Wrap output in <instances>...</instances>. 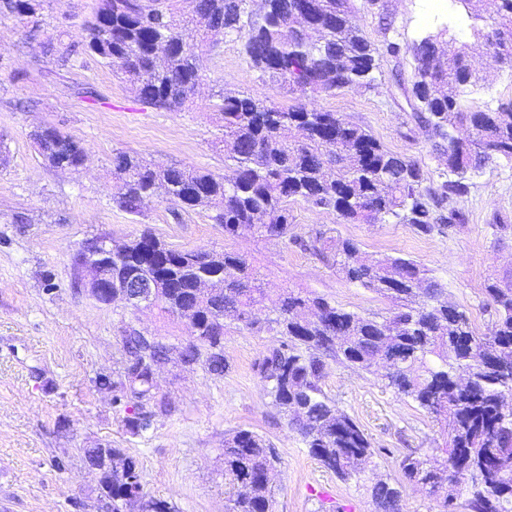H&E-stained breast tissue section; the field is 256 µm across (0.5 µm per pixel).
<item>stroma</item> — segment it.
Returning <instances> with one entry per match:
<instances>
[{"label": "stroma", "mask_w": 512, "mask_h": 512, "mask_svg": "<svg viewBox=\"0 0 512 512\" xmlns=\"http://www.w3.org/2000/svg\"><path fill=\"white\" fill-rule=\"evenodd\" d=\"M433 0H380L367 11L354 0L355 21L374 47H382L385 23L393 21L404 42L449 29L472 38V21L460 0L445 10ZM96 0H42L49 37L69 41L90 20ZM204 59L201 82L188 108L157 110L138 100L133 87L98 58L61 63L51 45L27 37V28L0 15V512H111L98 476L82 451L124 449L141 466L143 491L166 500L174 512H224V437L248 429L268 439L279 455L272 491L274 512H377L371 496L380 480L401 490L406 512H438L428 488L404 480L399 463L411 454L426 459L443 442V427L411 399L388 387L380 373L329 363L321 382L325 396L369 435L371 466L342 480L311 457L264 392L254 364L276 343L273 334L227 328L224 375L177 361L155 375L159 396L172 405L146 433L131 434L112 395L97 379L118 369L122 338L139 331L176 344L190 337L186 322L158 310L139 312L117 301L106 306L79 290L72 258L96 236L122 242L150 229L167 245L210 252L234 251L260 266L269 295L303 288L361 315L386 314L380 295L349 282L313 252L284 239H261L244 230L225 236L208 212L186 211L170 200L147 205L142 214L112 201V157L137 152L152 163L224 174L223 136L213 109L218 91L247 92L279 107L296 103L342 115L368 130L392 153L418 163L427 187L440 182L446 159L410 108L413 61L404 56L405 86L390 85L391 68L379 57L372 88L332 95L290 90L281 80L251 67L243 35L218 32ZM473 68L482 80L471 106L494 110L512 100V67L492 52H478ZM52 126L79 140L86 161L75 172L51 167L38 152L35 131ZM468 223L425 236L408 224H347L331 210L303 200L290 204L293 232L305 240L351 239L373 255H403L430 269L449 302L469 314L478 329L492 315L485 288L491 277L512 274V165L489 164L469 181L460 200ZM508 223L500 230L496 218ZM68 462L66 471L56 459Z\"/></svg>", "instance_id": "obj_1"}]
</instances>
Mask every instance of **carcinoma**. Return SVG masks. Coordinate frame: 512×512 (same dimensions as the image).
<instances>
[{"instance_id":"1","label":"carcinoma","mask_w":512,"mask_h":512,"mask_svg":"<svg viewBox=\"0 0 512 512\" xmlns=\"http://www.w3.org/2000/svg\"><path fill=\"white\" fill-rule=\"evenodd\" d=\"M179 0H109L97 8L81 34L59 51L67 63L81 54L99 58L129 82L137 96L157 109L176 111L191 99L203 65V51L186 40L192 25L207 33L247 31L243 51L252 67L306 93L370 88L377 49L353 19L352 0H305L304 19H291L297 0H265L262 14L247 11V0H195L189 20L179 16ZM472 26L474 43H460L444 29L412 45L385 24L384 53L398 61L411 55L414 76L410 105L434 146L447 154L448 178L437 188L423 186L422 169L403 160L369 131L330 111L295 105L276 107L244 92L220 95L228 176L176 166L155 167L134 152H120L112 164L121 192L116 205L133 214L156 199L184 209H204L232 236L239 227L260 237H286L293 217L290 201L336 211L344 221L373 224L387 218L417 232L440 234L468 221L457 199L468 191L471 174L492 160L512 164V102L495 111L464 104L479 82L469 63L476 48L495 49V32L512 34V0H494V14L483 15V0H459ZM40 0H0V14L14 15L40 28ZM467 125L472 137L455 136ZM42 158L55 168L78 169L84 162L79 141L55 127L34 134ZM222 261L192 260V251L173 248L149 232L112 255V289L135 260L159 276L157 307L190 319L195 338L177 350L151 343L141 333L123 337V360L116 378L98 385L112 391V407L125 413L134 435L150 430L158 416L153 362L172 351L184 364H199L223 375L224 328L234 321L246 328L264 324L279 336L257 368L267 395L302 438L309 454L342 479L361 474L372 463V443L362 427L322 393L326 360L361 371L397 350L387 386L412 399L429 414L448 419L443 447L420 465L412 455L400 462L403 477L422 484L439 500V512H457L453 487L470 490L468 512H512V416L502 404L512 395V275L485 288L495 319L478 332L466 312L441 299L443 290L430 270L402 256L375 257L351 240L336 243L333 258L345 278L392 304L386 315L362 316L304 291L288 290L271 301L274 317L260 321L255 308L268 300L260 271L246 257L224 251ZM223 284L216 295H196L204 279ZM84 459L100 467L99 490L112 512H130L145 497L137 458L122 448H84ZM278 455L273 444L248 429L224 439V475L240 487L225 512H271L270 474ZM379 512H403L399 488L372 486Z\"/></svg>"}]
</instances>
